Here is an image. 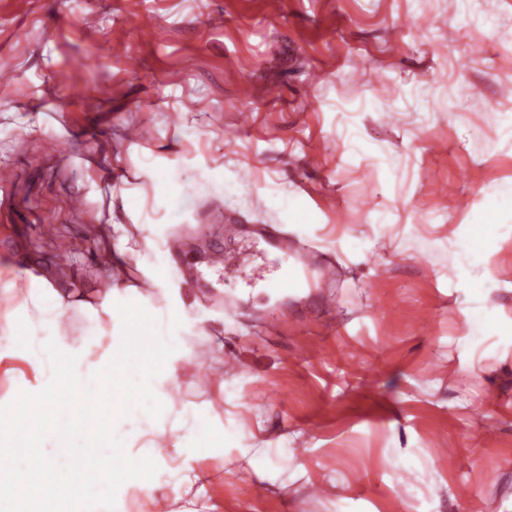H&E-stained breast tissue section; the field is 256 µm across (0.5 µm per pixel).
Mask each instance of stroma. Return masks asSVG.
I'll list each match as a JSON object with an SVG mask.
<instances>
[{
  "mask_svg": "<svg viewBox=\"0 0 512 512\" xmlns=\"http://www.w3.org/2000/svg\"><path fill=\"white\" fill-rule=\"evenodd\" d=\"M482 8L496 27L468 23L458 0H0V257L49 276L63 257L62 287L97 288L120 221L141 244L128 283L188 307L183 357L224 346L223 389L182 371L161 401L171 437L195 416L223 425L226 446L193 462L167 450L139 512H169L188 464L206 476L202 512L512 504V354L486 346L473 361L474 313L448 254L512 182V154L496 148L512 111V0ZM134 126L149 136L129 141ZM154 158L190 202L169 217L148 196ZM228 181L241 192L225 195ZM125 187L145 194L137 217ZM227 220L286 225L331 263L332 294L276 295L259 257L224 280L240 299L225 311L208 255L250 246L225 237ZM147 237L183 241L204 279L159 266ZM495 250L485 304L512 319V239ZM244 448L267 451L248 483Z\"/></svg>",
  "mask_w": 512,
  "mask_h": 512,
  "instance_id": "1",
  "label": "stroma"
}]
</instances>
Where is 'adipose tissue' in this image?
<instances>
[{
	"label": "adipose tissue",
	"instance_id": "1",
	"mask_svg": "<svg viewBox=\"0 0 512 512\" xmlns=\"http://www.w3.org/2000/svg\"><path fill=\"white\" fill-rule=\"evenodd\" d=\"M469 234L451 245L455 269L466 282L469 304L478 316L470 334L473 347L494 339L499 328L496 313L483 309L487 294L477 266H488L491 244L512 229V183L499 188L487 208L470 219ZM129 232H121L117 257L107 272L109 288L61 289L41 271L23 269L12 260H0V304L6 306L0 327V376L13 379L17 365L30 374L23 390L7 389L12 404L35 403V418L12 425L15 435L56 442L65 439L68 419L78 414L73 386L81 395L119 396L112 407L113 460L122 480H134L150 489L144 469L132 468V454L119 424L130 407L146 406L159 385L176 381L180 358L176 337L188 336L192 327L180 301L156 305L136 286L125 283V269L135 255ZM40 331L49 342L42 347L28 342ZM80 395V396H81Z\"/></svg>",
	"mask_w": 512,
	"mask_h": 512
}]
</instances>
